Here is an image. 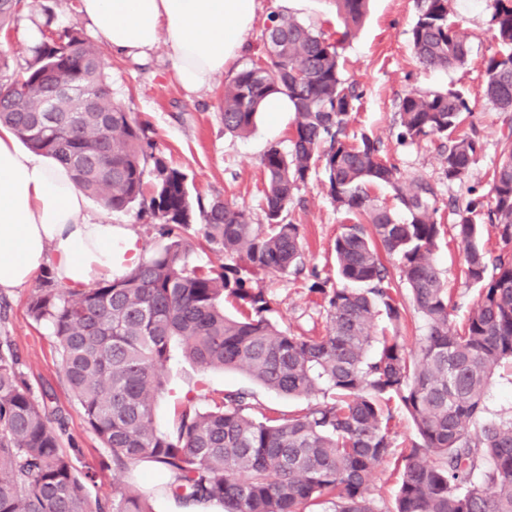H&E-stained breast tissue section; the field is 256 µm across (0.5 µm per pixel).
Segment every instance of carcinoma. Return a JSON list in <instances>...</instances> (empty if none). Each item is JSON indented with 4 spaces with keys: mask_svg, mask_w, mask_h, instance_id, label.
<instances>
[{
    "mask_svg": "<svg viewBox=\"0 0 512 512\" xmlns=\"http://www.w3.org/2000/svg\"><path fill=\"white\" fill-rule=\"evenodd\" d=\"M369 0H335L340 24L308 27L278 12L263 31L262 55L224 85V130L246 135L261 103L284 95L295 121L288 152L261 159L266 223L246 211L190 192L187 175L154 151L148 128L112 97L110 64L76 25H53L44 7L32 57L12 65L0 55V126L28 149L65 167L74 186L113 212L134 207L165 239L163 247L120 277L74 289L47 276L29 313L49 325L62 377L88 430L107 449L112 470L143 463L167 470L164 492L183 508L217 503L222 512H377L367 495L375 469L393 455L391 404L412 418L417 439L397 460L399 487L391 512H512V415L487 416L493 376L512 371V121L499 139L490 200L448 208L464 245L460 268L479 298L464 324L433 254L443 224L426 182H401L381 141L348 135L362 93L344 75L340 49L362 21ZM410 40L426 67L448 69L470 55L449 0H416ZM27 0H0V34L8 37ZM501 51L485 60V95L512 112V0H487ZM74 87L94 99L92 112L58 95ZM466 99L456 92L408 94L399 103L403 142L443 140L445 176L463 183L482 149L465 130ZM321 169L344 224L333 251L339 285L315 281L326 303L318 336L296 334L267 316L271 300L261 273L305 271L300 227L286 220L294 192ZM393 188L402 221L373 195ZM487 216L500 248L481 245ZM224 253L217 268L193 262L192 239ZM409 290L424 321L419 353L399 336L376 334V321L400 324ZM237 305V314L224 303ZM199 367L240 370L266 389L315 399L280 417L252 414L253 394L227 391L200 412L183 408L173 428L156 429L157 398L174 349ZM37 398L20 356L0 338V512H150L135 490L113 484L112 499L89 500L81 449L62 448L61 412ZM487 464L484 482L472 481Z\"/></svg>",
    "mask_w": 512,
    "mask_h": 512,
    "instance_id": "1",
    "label": "carcinoma"
}]
</instances>
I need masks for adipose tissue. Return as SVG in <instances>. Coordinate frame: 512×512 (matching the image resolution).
I'll use <instances>...</instances> for the list:
<instances>
[{
  "label": "adipose tissue",
  "instance_id": "obj_1",
  "mask_svg": "<svg viewBox=\"0 0 512 512\" xmlns=\"http://www.w3.org/2000/svg\"><path fill=\"white\" fill-rule=\"evenodd\" d=\"M80 13L113 54L146 58L166 45L178 82L197 92L244 52L256 0H81ZM141 259L136 239L91 213L63 166L0 132V292L42 270L81 289Z\"/></svg>",
  "mask_w": 512,
  "mask_h": 512
}]
</instances>
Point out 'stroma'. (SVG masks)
<instances>
[{
    "instance_id": "35a3bbf8",
    "label": "stroma",
    "mask_w": 512,
    "mask_h": 512,
    "mask_svg": "<svg viewBox=\"0 0 512 512\" xmlns=\"http://www.w3.org/2000/svg\"><path fill=\"white\" fill-rule=\"evenodd\" d=\"M47 2L54 8L57 24L81 23V16L68 10L67 0H29L31 8L15 21L10 38L0 40V51L7 53L10 63L21 64L30 58L32 45L25 31ZM449 6L452 19L460 22L468 36L470 56L464 65L446 70L426 68L418 62L410 42L415 0H372L364 23L344 50L347 75L363 93L352 132L378 137L384 156L399 168L404 181L422 179L431 183L436 192L435 205L443 214L448 211L449 199L465 196L466 189L447 181L440 140L418 144L398 141L400 100L409 93L433 90L463 95L471 109L466 121L475 125L484 142L469 176L470 185L482 195L489 192L488 174L499 159L504 118L483 93L484 61L498 49L488 27L487 4L485 0H450ZM107 60L115 100L132 117L149 122L157 153L187 174L193 193L206 202L215 198L228 201L249 213L253 223H263L261 158L273 144L288 150L294 113L276 117L260 113L250 134L234 136L225 133L220 119L221 95L234 69L217 76L210 87L190 93L178 83L165 49L156 50L146 62L112 54ZM286 218L301 227L307 269L316 271L320 279H335L332 246L340 232L342 215L328 193L322 171L311 172L307 184L296 192ZM462 253L463 246L454 239L452 229H445L435 259L454 293V319L459 324L478 299L477 288L466 286L460 276ZM43 279V274H36L31 282L7 294L8 308L5 318L0 319V336L13 342L35 396L49 394V407L61 409L65 415L64 438L82 450L78 467L94 475L85 484L89 499H105L112 495L110 454L87 430L62 381L60 358L49 329L29 313L30 299ZM260 285L272 300V318L283 327L307 336L323 332L325 303L321 295L309 292L307 280L274 273L264 275ZM168 378V391L153 412L154 422L162 430L171 426L182 408L211 409L225 391L238 388L253 393L259 413L272 409L288 415L300 407L299 401L279 396L241 372L204 370L180 356L170 364ZM167 479L162 470L141 466L131 472L127 482L149 495L153 512H181L180 505L160 491Z\"/></svg>"
}]
</instances>
